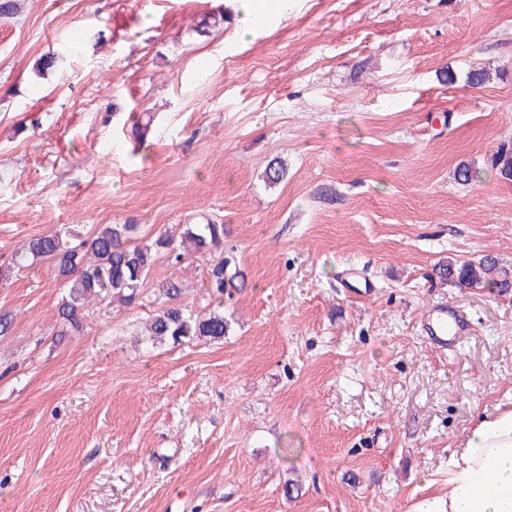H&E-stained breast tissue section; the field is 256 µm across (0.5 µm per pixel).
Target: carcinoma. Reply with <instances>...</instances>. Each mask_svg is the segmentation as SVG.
Returning <instances> with one entry per match:
<instances>
[{"mask_svg": "<svg viewBox=\"0 0 512 512\" xmlns=\"http://www.w3.org/2000/svg\"><path fill=\"white\" fill-rule=\"evenodd\" d=\"M490 166L500 177L512 180V146L504 145L492 154ZM136 229L135 224H103L92 236L76 244L67 234H42L15 250L9 265L23 269L40 259L53 262L65 286L57 310L62 324L59 335L64 336L69 330L81 327L84 307L92 299L134 303L159 250H170L174 261L179 263L189 253L203 255L220 248L224 239V225L212 222L182 225L177 240L165 235L133 244L132 234ZM435 271L441 279H451L463 288H492L499 293L512 290V269L489 254L462 264L443 261ZM240 277L239 271L226 275L221 261L211 268V288L222 295L224 288L234 285V280ZM180 295L181 288L173 281L163 289L166 306L154 314L149 324L152 343L224 338L228 331L224 313L213 311L198 316L174 303Z\"/></svg>", "mask_w": 512, "mask_h": 512, "instance_id": "cac0c4a2", "label": "carcinoma"}]
</instances>
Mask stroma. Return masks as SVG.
<instances>
[{"label":"stroma","mask_w":512,"mask_h":512,"mask_svg":"<svg viewBox=\"0 0 512 512\" xmlns=\"http://www.w3.org/2000/svg\"><path fill=\"white\" fill-rule=\"evenodd\" d=\"M292 2L244 38L237 0L0 19V512H411L472 419L512 407V293L434 274L512 268V181L488 164L512 143V0ZM207 222L220 250L159 253L135 303L67 334L51 264L4 266L45 233ZM222 259L246 282L218 297ZM168 281L223 309V340L144 341ZM442 303L471 323L445 351L421 327ZM435 271L442 280L452 279L463 288H492L498 293L512 290V269L489 254L462 264L448 259L439 263Z\"/></svg>","instance_id":"stroma-1"}]
</instances>
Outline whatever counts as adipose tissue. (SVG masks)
I'll use <instances>...</instances> for the list:
<instances>
[{
    "instance_id": "1",
    "label": "adipose tissue",
    "mask_w": 512,
    "mask_h": 512,
    "mask_svg": "<svg viewBox=\"0 0 512 512\" xmlns=\"http://www.w3.org/2000/svg\"><path fill=\"white\" fill-rule=\"evenodd\" d=\"M413 512H512V410L473 419L448 464L445 493Z\"/></svg>"
}]
</instances>
